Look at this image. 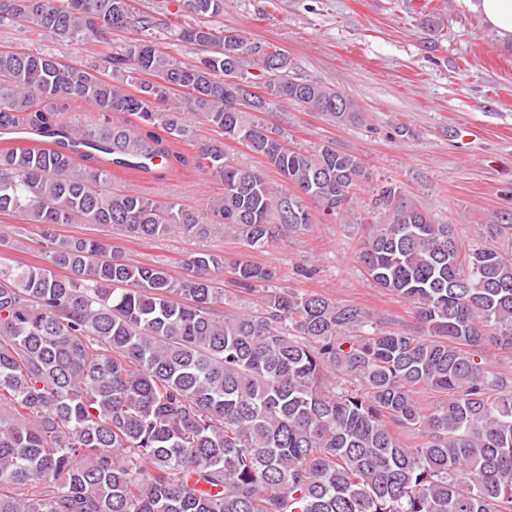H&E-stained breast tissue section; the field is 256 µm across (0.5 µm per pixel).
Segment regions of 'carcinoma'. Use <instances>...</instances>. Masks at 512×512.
<instances>
[{"label": "carcinoma", "mask_w": 512, "mask_h": 512, "mask_svg": "<svg viewBox=\"0 0 512 512\" xmlns=\"http://www.w3.org/2000/svg\"><path fill=\"white\" fill-rule=\"evenodd\" d=\"M175 7L176 11L169 10ZM198 19L172 27L170 13ZM224 0H0V25L26 23L103 48L96 66L0 50V130L47 145L0 151V213L43 226L44 263L0 267V512H512V255L461 249L409 193L379 190L358 262L377 288L415 304L422 335L381 331L369 312L277 286L247 259L202 251L184 273L126 256L99 224L157 239L194 213L104 189L109 168L163 173L192 139L179 95L221 133L198 157L224 182L213 221L261 251L321 219L357 218L363 163L311 153L259 114L292 103L336 124L349 95L293 71L288 53L204 18ZM136 38L114 45V35ZM174 41L204 52L194 62ZM86 106L87 124L63 115ZM274 167L231 164L224 140ZM490 235L512 236V212ZM259 293L242 309L216 286ZM435 399L424 400V392Z\"/></svg>", "instance_id": "cac0c4a2"}]
</instances>
